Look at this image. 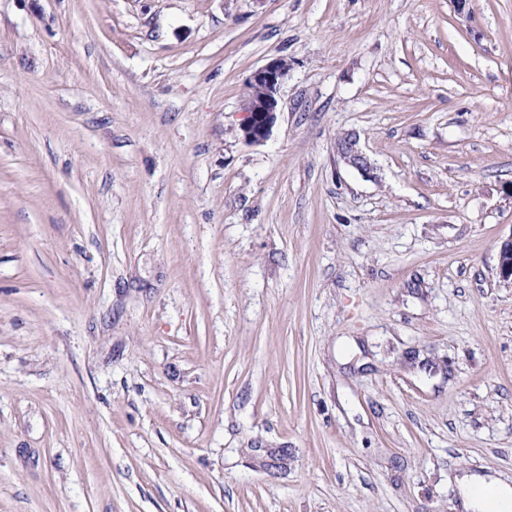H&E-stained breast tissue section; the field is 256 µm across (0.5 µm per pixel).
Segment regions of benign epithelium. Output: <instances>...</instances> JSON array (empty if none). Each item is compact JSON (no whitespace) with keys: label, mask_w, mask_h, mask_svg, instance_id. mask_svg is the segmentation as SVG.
Segmentation results:
<instances>
[{"label":"benign epithelium","mask_w":512,"mask_h":512,"mask_svg":"<svg viewBox=\"0 0 512 512\" xmlns=\"http://www.w3.org/2000/svg\"><path fill=\"white\" fill-rule=\"evenodd\" d=\"M289 69L287 59L275 58L250 76L249 86L256 90V94L243 104L245 118L242 132L247 143H262L271 135L278 112L279 90ZM336 151L346 165L368 176L374 175V167L360 148L359 136L356 133L351 132L340 138L336 143ZM498 271L502 279L512 281V237L500 244Z\"/></svg>","instance_id":"benign-epithelium-1"}]
</instances>
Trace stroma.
Returning <instances> with one entry per match:
<instances>
[{
    "label": "stroma",
    "mask_w": 512,
    "mask_h": 512,
    "mask_svg": "<svg viewBox=\"0 0 512 512\" xmlns=\"http://www.w3.org/2000/svg\"><path fill=\"white\" fill-rule=\"evenodd\" d=\"M511 236L512 0H0V512H464ZM290 64L281 57L269 61L255 70L249 78V86L258 95H252L249 88L248 98L243 104L246 116L242 123L243 138L247 143L258 144L271 135L278 112V94L282 83L288 76ZM336 151L340 159L348 166L368 175H374V167L359 146V136L348 133L336 143Z\"/></svg>",
    "instance_id": "stroma-1"
}]
</instances>
